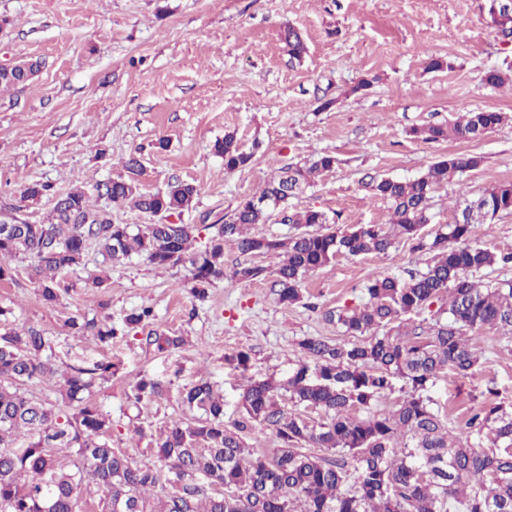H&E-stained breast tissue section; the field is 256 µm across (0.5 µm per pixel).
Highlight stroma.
I'll return each instance as SVG.
<instances>
[{"label": "stroma", "instance_id": "stroma-1", "mask_svg": "<svg viewBox=\"0 0 512 512\" xmlns=\"http://www.w3.org/2000/svg\"><path fill=\"white\" fill-rule=\"evenodd\" d=\"M1 19L0 64L44 62L26 86L0 90V213L23 224L42 223L51 209L45 200L21 201L20 188L34 181L60 192L83 188L114 223L135 230L152 223L97 192L133 154L144 168V190L176 181L197 186L180 221L200 226L203 241L204 226L222 223L281 168L324 153L335 155V168L288 208L324 211L342 228L390 217L366 177L411 179L451 153L483 162L435 188V223H453L461 194L512 183V86L483 82L487 69L512 67V39L487 27L481 0H0ZM289 25L306 43L302 59L290 57L280 39ZM433 58L446 68L429 70ZM363 77L371 84L361 89ZM481 110L508 119L471 141L426 142L414 134ZM228 132L254 153L233 172L213 148ZM431 257L407 242L381 254L337 257L308 275L302 302L286 306L269 276L220 279L199 298L188 266L160 267L134 253L109 268L93 250L62 275L60 302L50 308L29 260L19 256L10 261L14 280L0 282V306L10 308L13 326L50 336L54 364L113 363L97 396L112 421V445L156 468L151 442L186 419V388L202 379L217 385L224 425L236 429L244 377L286 380L301 362V339L344 341L328 311L363 303L370 278L424 269ZM105 273L108 288L95 287ZM140 307L153 312L148 327L108 346L65 324L73 314L105 311L118 325ZM152 329L185 343L158 351L146 342ZM474 341L482 357L472 373L441 374L429 391L457 430L485 405L512 406V335L486 327ZM239 351L250 356L244 374L226 361ZM143 378L162 382L165 396L135 400L133 386Z\"/></svg>", "mask_w": 512, "mask_h": 512}]
</instances>
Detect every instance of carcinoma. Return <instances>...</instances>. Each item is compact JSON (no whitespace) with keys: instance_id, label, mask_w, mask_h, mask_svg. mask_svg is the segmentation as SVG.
Segmentation results:
<instances>
[{"instance_id":"carcinoma-1","label":"carcinoma","mask_w":512,"mask_h":512,"mask_svg":"<svg viewBox=\"0 0 512 512\" xmlns=\"http://www.w3.org/2000/svg\"><path fill=\"white\" fill-rule=\"evenodd\" d=\"M288 53L300 59L307 47L288 26L281 34ZM42 62L26 58L0 70V88L31 82ZM486 85L512 83V71L489 69ZM504 112H466L448 124L429 125L413 134L429 142L474 140L477 131L495 129ZM224 170L247 166L253 157L228 133L214 145ZM482 163L477 155L450 154L413 179L369 177L365 187L390 204L385 224H357L345 230L328 226L327 214L309 208L287 216L295 233L286 238L252 235L248 229L267 223L274 211L336 165L322 154L309 165H295L268 182L215 224L201 248L191 224H148L131 233L112 223L106 210H95L81 189L55 194L52 185L32 182L20 192L23 201L54 199L42 224H17L0 235V257L31 260L44 305L59 303L58 276L80 264L95 247L109 264L132 253L156 266L187 264L191 288L201 295L215 280L230 276L253 281L274 278L278 301L293 305L303 298L307 275L339 255L385 253L402 241L434 253L423 271L406 278H374L365 285L367 300L329 312V318L353 340L331 343L309 336L298 343L302 364L285 382L248 380L239 398L246 423L224 427V395L201 380L183 392L181 403L200 413L194 421H174L155 446L161 468L138 465L112 447L106 435L112 421L95 400L112 376V363L71 366L59 371L46 352L51 341L33 326L8 324L10 310L0 307V512H73L84 493L100 495L102 512H512V408L490 405L470 418L469 431L448 426L429 388L444 371L464 377L480 360L469 333L496 326L512 334V284L484 287L474 280L481 270L512 263V252L498 253L474 243L481 220L453 223L423 243L432 223L434 189ZM126 174L104 183L116 205L142 213L182 215L192 206L196 187L177 181L163 192L141 188L144 169L131 157ZM489 217L512 212V184H501L475 197L462 195ZM244 256L275 260L272 266L240 262L224 267V243ZM440 304L425 331L404 317ZM151 309L134 310L123 327L105 315L91 319L71 315L67 327L101 345L148 323ZM157 349H176L180 336L146 337ZM60 375L61 405L27 389L42 378ZM400 380L405 395L389 410L369 412L371 402ZM136 399L158 397L162 385L142 379ZM288 401V408L283 401ZM318 409L326 420L312 425L295 407ZM275 432L280 448L267 456L250 448L241 435L247 424ZM323 448L334 458L317 457L305 448Z\"/></svg>"}]
</instances>
